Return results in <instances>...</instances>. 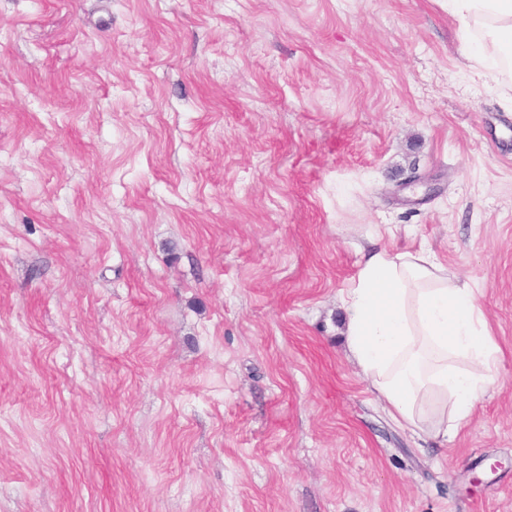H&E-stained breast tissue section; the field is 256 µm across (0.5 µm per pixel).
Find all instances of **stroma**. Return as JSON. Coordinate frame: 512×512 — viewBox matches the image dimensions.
I'll list each match as a JSON object with an SVG mask.
<instances>
[{"label":"stroma","instance_id":"stroma-1","mask_svg":"<svg viewBox=\"0 0 512 512\" xmlns=\"http://www.w3.org/2000/svg\"><path fill=\"white\" fill-rule=\"evenodd\" d=\"M474 56L442 0H0V512H512V79ZM376 224L500 346L451 440L348 350Z\"/></svg>","mask_w":512,"mask_h":512}]
</instances>
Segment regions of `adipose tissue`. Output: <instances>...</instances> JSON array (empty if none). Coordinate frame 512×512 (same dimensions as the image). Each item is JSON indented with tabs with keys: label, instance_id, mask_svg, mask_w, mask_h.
Masks as SVG:
<instances>
[{
	"label": "adipose tissue",
	"instance_id": "1",
	"mask_svg": "<svg viewBox=\"0 0 512 512\" xmlns=\"http://www.w3.org/2000/svg\"><path fill=\"white\" fill-rule=\"evenodd\" d=\"M479 38L498 74H512V0H445ZM376 229L342 293L348 348L388 413L417 428L442 401L429 433L451 436L497 383L499 346L474 290L427 248L389 250Z\"/></svg>",
	"mask_w": 512,
	"mask_h": 512
}]
</instances>
